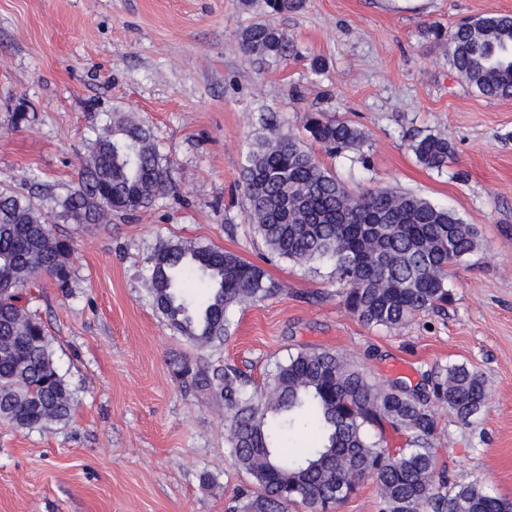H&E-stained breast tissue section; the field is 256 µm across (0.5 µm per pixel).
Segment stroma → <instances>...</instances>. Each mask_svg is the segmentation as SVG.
<instances>
[{"label": "stroma", "mask_w": 512, "mask_h": 512, "mask_svg": "<svg viewBox=\"0 0 512 512\" xmlns=\"http://www.w3.org/2000/svg\"><path fill=\"white\" fill-rule=\"evenodd\" d=\"M490 12L512 14V0H306L287 15L265 0H0V185L65 195L121 113L149 128L172 183L103 224L53 221L74 244L73 278L65 292L42 279L29 310L76 405L44 431L0 424V512H229L255 485L230 457L224 399L176 379L171 360L229 365L260 388L312 349L411 389L437 364L481 374L488 402L476 417L438 413L436 469L512 502V99L478 94L427 32ZM259 20L286 31L295 55L240 52L239 31ZM311 111L365 131L361 153L323 159L350 189L410 191L480 229L447 306L371 327L347 309L331 266L268 258L241 169L269 113L300 136ZM428 133L455 149L439 173L409 148ZM165 241L222 247L278 290L234 310L224 345L194 347L152 306L148 258Z\"/></svg>", "instance_id": "obj_1"}]
</instances>
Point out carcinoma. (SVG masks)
Returning <instances> with one entry per match:
<instances>
[{
    "label": "carcinoma",
    "instance_id": "carcinoma-1",
    "mask_svg": "<svg viewBox=\"0 0 512 512\" xmlns=\"http://www.w3.org/2000/svg\"><path fill=\"white\" fill-rule=\"evenodd\" d=\"M274 14L304 0H266ZM447 45L448 63L487 99H512V14L487 13L452 32L428 28ZM239 50L286 59L288 34L266 22L245 28ZM307 137L330 155L358 149L365 133L323 112H311ZM411 150L424 168L453 160L448 140L426 134ZM250 218L269 253L298 264H329L345 286L347 309L368 326L396 330L417 313L448 304V268L481 247L480 232L455 213L411 192L349 189L294 136L263 137L241 169ZM171 189L168 169L149 129L118 120L92 142L77 187L57 202L70 224H101L114 213L150 205ZM71 243L46 225L34 196L0 187V423L44 429L67 422L75 398L59 373L51 339L28 310L29 287L41 278L68 287ZM152 304L167 324L197 347H219L230 335L231 310L276 292L265 271L215 246L163 242L149 258ZM197 272L209 290L197 306L185 276ZM173 374L196 388L218 385L230 420L236 465L258 491L236 512H328L358 490L354 476L377 473L380 512H512V503L480 482L450 486L436 472L431 438L438 408L467 421L485 406L484 381L465 364L437 366L409 390L379 384L328 350H302L276 366L258 392L228 365L208 370L189 358ZM387 422L406 438L391 451L369 434ZM308 430L310 444L290 449Z\"/></svg>",
    "mask_w": 512,
    "mask_h": 512
}]
</instances>
